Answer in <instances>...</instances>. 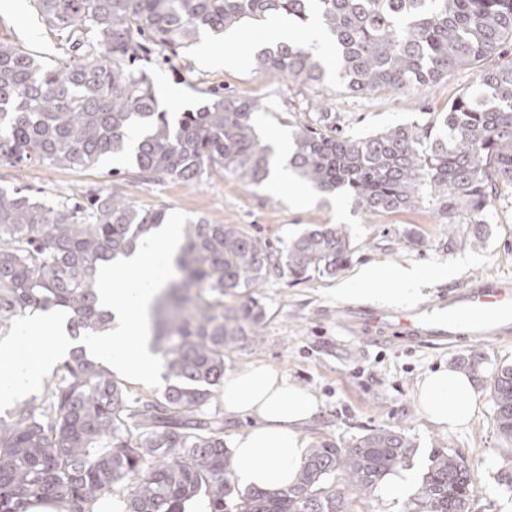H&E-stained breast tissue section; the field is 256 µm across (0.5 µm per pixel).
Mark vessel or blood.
<instances>
[{"mask_svg":"<svg viewBox=\"0 0 512 512\" xmlns=\"http://www.w3.org/2000/svg\"><path fill=\"white\" fill-rule=\"evenodd\" d=\"M363 328L372 329L393 320L404 336L438 344L453 343L463 336L512 335V287L465 288L429 306L386 315L371 308L352 310Z\"/></svg>","mask_w":512,"mask_h":512,"instance_id":"vessel-or-blood-1","label":"vessel or blood"}]
</instances>
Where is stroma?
Returning <instances> with one entry per match:
<instances>
[{
    "label": "stroma",
    "mask_w": 512,
    "mask_h": 512,
    "mask_svg": "<svg viewBox=\"0 0 512 512\" xmlns=\"http://www.w3.org/2000/svg\"><path fill=\"white\" fill-rule=\"evenodd\" d=\"M0 39L13 42L45 64L60 58V41L40 19L32 0H0ZM237 48L222 39L201 37L179 57L156 55L153 77L162 110L177 114L197 109L222 90L258 102L254 118L264 139L278 135L290 140L299 118L313 104L337 113L345 135L362 138L417 117L421 109L439 111L469 84V75L455 71L436 85L418 92L381 89L367 95L349 93L335 78L319 84L288 78L275 69L256 68L252 60L226 68L209 66L211 54L233 55ZM127 173L120 185L130 202L161 209L167 223L186 224L205 218L215 224H239L274 246L286 244L311 224L346 225L355 253L349 264L357 269L372 262L440 267L448 279L425 284L418 306L433 303L458 288L512 285V192L492 200L483 218V242L470 245L468 216L447 218L429 205L412 211L367 216L345 195L322 193L302 184L288 187L272 181L243 184L228 173H211L195 186L174 181L133 179L134 165L125 155H110L86 170L34 164L18 170L0 166V188L22 184L41 197L80 199L88 190L107 186L112 171ZM461 225L449 235V223ZM339 278L316 275L295 279L274 277L258 288L267 317L259 345L225 354L227 372L263 362L284 373L297 386L315 391L319 411L303 434L308 442L329 440L347 448L372 429L400 432L413 445L407 470L422 477L434 451L460 459L475 488L472 512H512V492L497 482L501 470L512 467V447H504L494 423L486 387L496 367L512 365V339L498 341L463 336L452 346L409 339L397 330L366 331L350 323L351 307L389 309L377 295L351 300L336 293ZM478 362L480 399L465 426L442 430L419 411L414 394L418 383L438 367L457 368L463 358Z\"/></svg>",
    "instance_id": "35a3bbf8"
}]
</instances>
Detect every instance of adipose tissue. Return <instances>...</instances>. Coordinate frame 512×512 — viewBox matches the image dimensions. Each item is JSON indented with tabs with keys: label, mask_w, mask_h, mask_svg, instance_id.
Here are the masks:
<instances>
[{
	"label": "adipose tissue",
	"mask_w": 512,
	"mask_h": 512,
	"mask_svg": "<svg viewBox=\"0 0 512 512\" xmlns=\"http://www.w3.org/2000/svg\"><path fill=\"white\" fill-rule=\"evenodd\" d=\"M181 244L179 226L166 224L140 241L120 267L108 264L99 270L101 301L114 316L108 335L112 367L129 379L147 382L157 373V358L149 349L147 314L172 275ZM118 269L128 276L122 288L115 285L114 272ZM447 276L444 268L427 271L376 262L354 270L337 293L359 298L366 287L376 285L384 300L410 304L419 297L425 282ZM73 346L62 320L53 313L32 320L19 339L0 342V402L10 403L37 388ZM221 398L225 413L254 421L233 444L238 484L264 489L293 485L306 457L307 442L300 428L318 412L314 393L290 383L278 369L258 363L225 377ZM478 399L471 376L450 368L426 374L415 391L419 409L443 429L466 424Z\"/></svg>",
	"instance_id": "ef3b65f1"
}]
</instances>
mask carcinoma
<instances>
[{
	"mask_svg": "<svg viewBox=\"0 0 512 512\" xmlns=\"http://www.w3.org/2000/svg\"><path fill=\"white\" fill-rule=\"evenodd\" d=\"M68 58L55 66L0 41V166L32 162L72 169L131 149L135 176L199 182L227 170L260 186L275 164L254 114L261 105L216 92L178 124L158 110L154 79L139 65L155 47L178 55L203 35L286 18L321 40L280 41L254 55L304 83L327 75L324 49L353 94L418 91L467 69L472 84L438 112L352 138L336 116L296 122L288 167L306 185L344 190L363 212L412 211L428 202L484 216L499 188H512V0H33ZM164 212L131 204L116 188L84 201L51 203L25 185L0 189V330L38 310L69 316L70 336L108 333L98 268L159 228ZM354 254L344 224H312L277 253L239 224L188 221L176 257L180 278L155 298L151 350L161 355V396L131 397L84 346L60 366L43 398L0 416V512L52 502L59 512H95L116 494L123 512H350L404 464L413 445L391 429L350 448L329 440L309 451L297 482L240 490L224 421L208 411L224 388V355L258 342L266 307L252 292L273 273L334 277ZM247 296L230 305L224 297ZM488 390L496 430L512 447V365ZM475 490L457 458L436 451L405 512H472Z\"/></svg>",
	"mask_w": 512,
	"mask_h": 512,
	"instance_id": "cac0c4a2",
	"label": "carcinoma"
}]
</instances>
